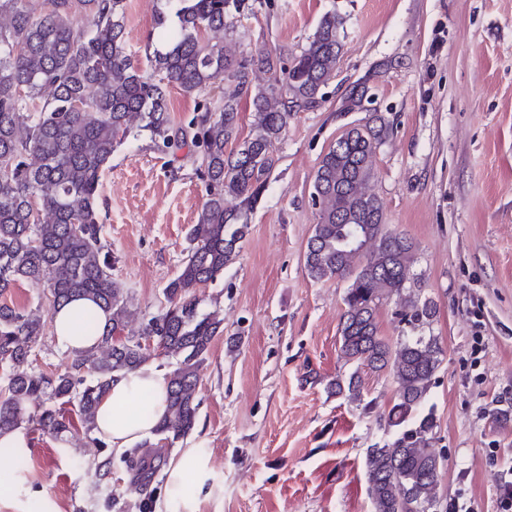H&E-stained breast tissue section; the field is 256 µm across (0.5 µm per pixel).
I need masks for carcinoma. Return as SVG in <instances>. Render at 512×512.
Wrapping results in <instances>:
<instances>
[{"label": "carcinoma", "instance_id": "1", "mask_svg": "<svg viewBox=\"0 0 512 512\" xmlns=\"http://www.w3.org/2000/svg\"><path fill=\"white\" fill-rule=\"evenodd\" d=\"M242 2L167 0L168 13L157 18L167 49L154 52L162 73L156 80L127 53L125 0H0V294L27 282L43 288L50 314L85 297L108 315L97 346L71 356L67 371L47 374L29 363L44 332L42 316L0 305V432L35 423L56 438L71 432L76 419L92 443L106 447L94 436L98 400L117 375L146 363L142 342L151 337L172 359L167 413L155 434L175 441L194 429L199 370L223 323L199 312L195 290L236 258L288 118L321 105L343 49V18L329 11L294 56L226 52L224 32ZM258 67L275 78L253 85ZM218 79L235 84V93L191 120L206 199L189 229L187 255L164 288V311L139 334H128L134 312L112 278L97 216L102 174L136 127L149 131L161 151L186 140L171 122L162 82L200 93ZM366 93L364 85L352 87L341 111L362 109ZM243 94L251 98L253 119L241 140ZM388 135L385 120L374 114L323 154L311 193L317 224L306 268L315 281L349 280L340 319L343 357L359 368L392 369L398 401L389 419L399 427L425 402L443 350L433 336L393 347L378 335L377 310L393 297L402 322L423 326L436 314L435 303L407 285L415 245L387 229L382 203L369 190L372 158ZM230 143L236 147L228 152ZM329 389L357 399L359 377L352 373L346 384L336 379ZM433 428L426 415L368 451L373 512H404L408 504L412 512H438L442 460L430 448Z\"/></svg>", "mask_w": 512, "mask_h": 512}]
</instances>
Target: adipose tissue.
Returning a JSON list of instances; mask_svg holds the SVG:
<instances>
[{
    "instance_id": "obj_1",
    "label": "adipose tissue",
    "mask_w": 512,
    "mask_h": 512,
    "mask_svg": "<svg viewBox=\"0 0 512 512\" xmlns=\"http://www.w3.org/2000/svg\"><path fill=\"white\" fill-rule=\"evenodd\" d=\"M107 321L106 313L88 299L60 307L52 316V329L60 348L75 354L97 344ZM164 372L141 366L115 378L100 398L96 436L122 453L153 434L167 412ZM212 467L204 449L184 448L166 468V506L173 512H198L200 495Z\"/></svg>"
}]
</instances>
